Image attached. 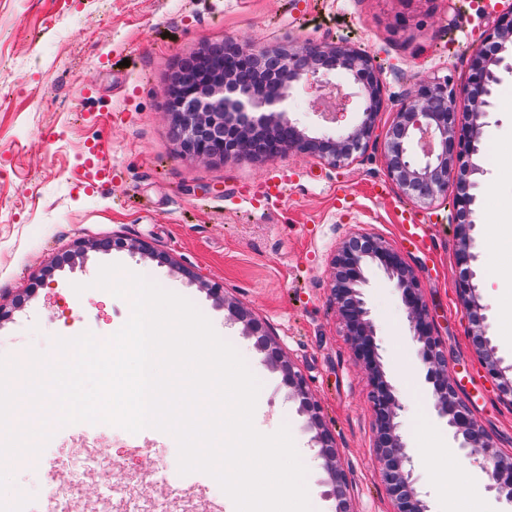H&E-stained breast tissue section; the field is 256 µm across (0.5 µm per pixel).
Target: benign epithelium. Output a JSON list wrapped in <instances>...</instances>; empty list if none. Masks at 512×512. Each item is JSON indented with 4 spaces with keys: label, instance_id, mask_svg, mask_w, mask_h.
Returning <instances> with one entry per match:
<instances>
[{
    "label": "benign epithelium",
    "instance_id": "7a95c632",
    "mask_svg": "<svg viewBox=\"0 0 512 512\" xmlns=\"http://www.w3.org/2000/svg\"><path fill=\"white\" fill-rule=\"evenodd\" d=\"M509 47H512V13L498 17L486 44L473 53L461 89L446 79L425 78L414 82L386 134L384 155L388 177L416 204H430L448 194L450 177H458L460 187L453 195L452 207L460 243L457 261L463 266V275L457 291L463 306L471 311L476 327L475 346L487 375L499 381L502 394L512 399V376H507L494 356L485 317L477 314L481 309L480 295L472 282L471 270V263L477 258L471 236L476 196L469 192L475 185L471 177L480 173L474 156L479 153L483 118L489 106L483 96L488 94V86L497 82L498 69L512 70V56L505 55ZM225 52L240 66L252 70L259 63H267L276 91H268L264 83L241 78L235 68L219 76L211 74L206 70L209 46L180 62L169 78L166 97L167 112L172 123L179 126V145L184 154L204 161L264 154V141L283 128L288 129L290 137L277 150L279 154L288 151L313 156L337 167L367 149L377 115L383 111L384 99L379 73L364 51L339 42L288 50L236 46ZM335 71L351 76L359 85V118L334 135L311 136L288 113L286 101L304 84L323 86V79ZM460 92L470 102L463 111L456 106ZM262 107L270 108V113L257 119L247 118L248 112ZM113 244L168 262L166 255L122 238L113 240ZM98 247L96 242L76 246L57 257L46 275H51L52 268L71 264L86 250ZM371 266L382 269L400 295L422 363L424 382L431 387L435 414L448 426L453 447L468 456H479L477 463L489 480L487 489L512 502V461L493 450L490 438L476 426L468 405L460 399L457 382L448 376L442 343L413 270L382 240L355 234L342 242L332 259V296L353 355L370 377L376 421L375 451L394 512L429 510L423 493L415 486L414 458L403 441L397 421L400 404L383 369L376 330L363 299L362 287ZM202 287L224 304L228 320L242 324L244 335L256 338V347L265 353L267 364L281 374L288 398L299 403L298 411L306 417V429L313 433L312 441L317 445L322 468L336 498V512H351L346 497L347 476L335 439L305 378L265 325L247 309L227 299L221 285L204 283Z\"/></svg>",
    "mask_w": 512,
    "mask_h": 512
}]
</instances>
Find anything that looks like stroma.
<instances>
[{"instance_id": "1", "label": "stroma", "mask_w": 512, "mask_h": 512, "mask_svg": "<svg viewBox=\"0 0 512 512\" xmlns=\"http://www.w3.org/2000/svg\"><path fill=\"white\" fill-rule=\"evenodd\" d=\"M512 0L481 10L469 0H0V357L37 349L54 355L55 337L89 331L100 338L130 318L126 299L87 286L101 265L150 270L163 289L191 301L219 336L244 358L260 383L254 426L264 434L288 427L307 469L314 512H335L336 499L305 431L297 403L254 341L224 317L200 281L223 285L229 298L263 320L319 401L348 475L352 512H394L374 451L371 383L355 361L331 295V261L358 232L398 251L414 270L446 347L459 396L496 451L512 460V405L472 343L470 316L456 284L458 241L452 202L408 200L389 179L385 134L412 87L413 76L464 83L473 52ZM341 39L365 50L380 68L385 110L362 155L333 169L313 157L285 153L201 161L173 140L165 89L178 62L206 45H322ZM477 157L483 173L472 235L480 302L495 356L512 366V256L499 241L512 237V71H500ZM103 143L113 180L95 189L79 182L87 148ZM292 173L274 205L263 207L236 188L257 185L279 169ZM428 225L430 241L404 239L401 214ZM144 242L165 263L122 248L88 250L55 269L39 288L34 278L79 241ZM364 288L384 371L403 406L400 431L429 494L430 512H448L447 492L477 512H512L485 488L472 458L451 452L446 426L433 414L431 391L407 313L379 268ZM84 285L76 293L75 285ZM102 448L108 482L93 474L54 480L50 469L14 467L10 495L37 508L43 485L77 500L83 512H204L227 496L208 474H178V446L168 433L137 434L99 423L56 428L47 460H74L83 446ZM175 470L174 486L151 484L150 463Z\"/></svg>"}]
</instances>
